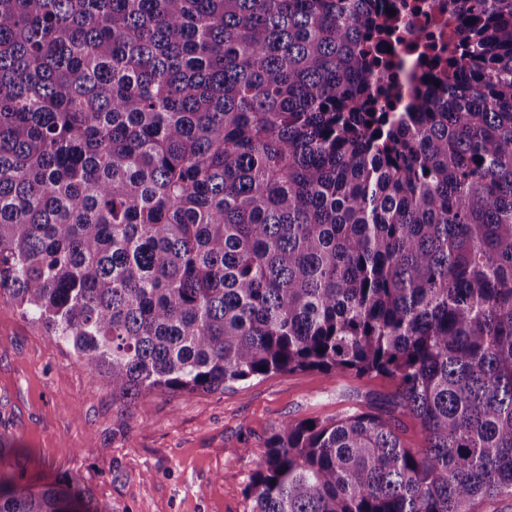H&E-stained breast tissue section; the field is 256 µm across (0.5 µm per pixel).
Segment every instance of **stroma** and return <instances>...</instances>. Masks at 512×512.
<instances>
[{
    "mask_svg": "<svg viewBox=\"0 0 512 512\" xmlns=\"http://www.w3.org/2000/svg\"><path fill=\"white\" fill-rule=\"evenodd\" d=\"M383 377L277 372L216 392L152 393L129 411L107 380L0 301V471L32 488L77 479L99 512H246L286 419L389 409Z\"/></svg>",
    "mask_w": 512,
    "mask_h": 512,
    "instance_id": "35a3bbf8",
    "label": "stroma"
}]
</instances>
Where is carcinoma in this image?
Here are the masks:
<instances>
[{"instance_id": "cac0c4a2", "label": "carcinoma", "mask_w": 512, "mask_h": 512, "mask_svg": "<svg viewBox=\"0 0 512 512\" xmlns=\"http://www.w3.org/2000/svg\"><path fill=\"white\" fill-rule=\"evenodd\" d=\"M462 10L396 117L376 0H0L1 301L124 408L396 384L389 414L283 421L247 512L512 497V0ZM0 512L98 510L0 471Z\"/></svg>"}]
</instances>
